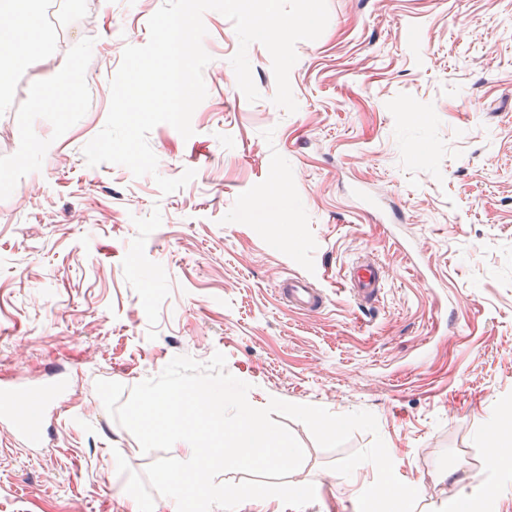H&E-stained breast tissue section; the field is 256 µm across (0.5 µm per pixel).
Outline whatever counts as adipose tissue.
Segmentation results:
<instances>
[{"instance_id": "1", "label": "adipose tissue", "mask_w": 512, "mask_h": 512, "mask_svg": "<svg viewBox=\"0 0 512 512\" xmlns=\"http://www.w3.org/2000/svg\"><path fill=\"white\" fill-rule=\"evenodd\" d=\"M0 16L9 19L12 33L21 35L25 42L23 52L12 56L0 66V92L10 84L14 70L33 63L42 49L40 7L38 0H0Z\"/></svg>"}]
</instances>
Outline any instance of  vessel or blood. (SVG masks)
I'll return each instance as SVG.
<instances>
[{
    "mask_svg": "<svg viewBox=\"0 0 512 512\" xmlns=\"http://www.w3.org/2000/svg\"><path fill=\"white\" fill-rule=\"evenodd\" d=\"M348 295L360 306L374 305L381 294L384 275L383 265L375 256H358L348 268ZM278 292L291 310L304 315L322 312L328 302L324 290L316 288L305 277H288L280 280ZM60 391L50 393L28 391L18 393L12 389L0 391V427L11 432L15 440L28 448L43 447L41 428L53 415Z\"/></svg>",
    "mask_w": 512,
    "mask_h": 512,
    "instance_id": "b4317fda",
    "label": "vessel or blood"
}]
</instances>
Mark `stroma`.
<instances>
[{"label":"stroma","mask_w":512,"mask_h":512,"mask_svg":"<svg viewBox=\"0 0 512 512\" xmlns=\"http://www.w3.org/2000/svg\"><path fill=\"white\" fill-rule=\"evenodd\" d=\"M164 0H40L45 49L15 71L0 105V385L70 381L49 438L29 452L0 428V512H128L121 454L143 473L131 432L105 410L97 380L125 387L178 355L278 398L335 414L373 413L415 512L451 504L476 473L500 487L482 512H512V0H327L329 23L296 45L295 113L275 106L271 57L248 48L260 100L233 81L232 22L203 16L206 98L190 138L149 134L158 175L196 176L165 195L155 178L88 166L126 46L149 40ZM80 74L78 98L34 89ZM369 252L387 271L372 309L343 291ZM324 288L309 317L277 294L286 275ZM288 428L315 487L301 512H359L377 478L349 480L340 449ZM447 478H440V471Z\"/></svg>","instance_id":"obj_1"}]
</instances>
